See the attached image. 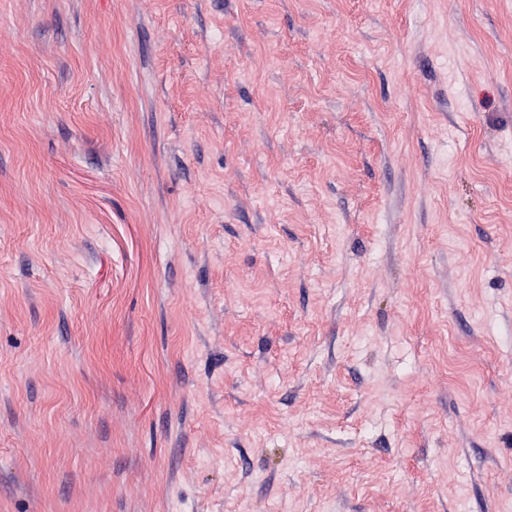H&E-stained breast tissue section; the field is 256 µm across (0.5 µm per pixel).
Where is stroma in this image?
Wrapping results in <instances>:
<instances>
[{"label": "stroma", "instance_id": "stroma-1", "mask_svg": "<svg viewBox=\"0 0 512 512\" xmlns=\"http://www.w3.org/2000/svg\"><path fill=\"white\" fill-rule=\"evenodd\" d=\"M0 31V512H512V0Z\"/></svg>", "mask_w": 512, "mask_h": 512}]
</instances>
